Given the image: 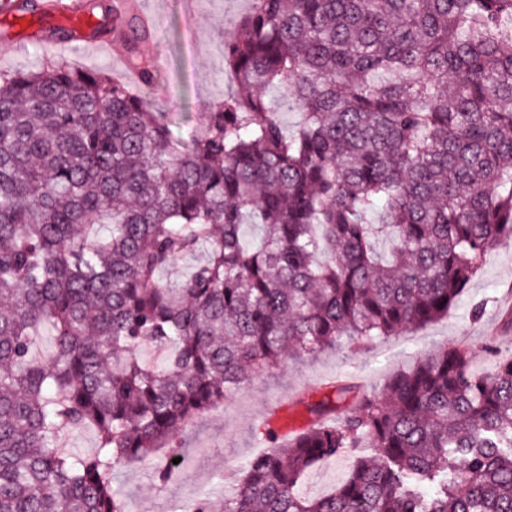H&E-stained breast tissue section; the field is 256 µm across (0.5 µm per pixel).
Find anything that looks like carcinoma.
I'll return each instance as SVG.
<instances>
[{"label":"carcinoma","instance_id":"cac0c4a2","mask_svg":"<svg viewBox=\"0 0 512 512\" xmlns=\"http://www.w3.org/2000/svg\"><path fill=\"white\" fill-rule=\"evenodd\" d=\"M228 26L234 89L183 132L101 71L0 73V512H127L117 468L286 355L448 314L512 233V0H252ZM471 361L265 430L224 512H512V358ZM80 428L95 448H60ZM357 454L319 462L306 477L304 491L307 495L314 497L330 492L347 477Z\"/></svg>","mask_w":512,"mask_h":512}]
</instances>
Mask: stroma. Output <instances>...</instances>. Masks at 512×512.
Returning a JSON list of instances; mask_svg holds the SVG:
<instances>
[{"label": "stroma", "mask_w": 512, "mask_h": 512, "mask_svg": "<svg viewBox=\"0 0 512 512\" xmlns=\"http://www.w3.org/2000/svg\"><path fill=\"white\" fill-rule=\"evenodd\" d=\"M144 10L157 13L159 26L140 45L143 57H156L158 80L148 97L160 109L191 119L223 101L233 86L224 68V14L244 15L251 0H196L193 21L184 17L183 0H141ZM100 70L117 76L112 55L60 49L24 39L14 52L0 56V72H33L58 64ZM443 346L469 348L472 369L493 372L499 359L512 356V237L498 242L480 272L468 283L446 316L397 336L380 337L365 346L290 358L257 372L223 404L175 434L172 447L162 449L153 465L124 466L115 472L127 512H180L182 506L207 498L210 512H222L225 492L242 478L244 462L262 453L259 437L265 409L285 402L304 422H311L310 403L351 385L340 405L349 407L357 394L382 389L397 371ZM353 456L319 462L304 483L308 496L330 492L343 481ZM174 465L171 480L159 470Z\"/></svg>", "instance_id": "obj_1"}]
</instances>
